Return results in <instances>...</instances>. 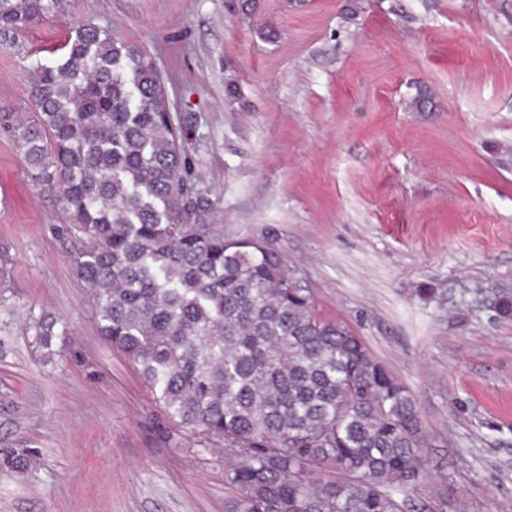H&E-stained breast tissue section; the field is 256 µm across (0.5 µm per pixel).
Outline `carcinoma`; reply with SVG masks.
<instances>
[{
    "label": "carcinoma",
    "instance_id": "cac0c4a2",
    "mask_svg": "<svg viewBox=\"0 0 512 512\" xmlns=\"http://www.w3.org/2000/svg\"><path fill=\"white\" fill-rule=\"evenodd\" d=\"M63 0H0L17 37ZM32 116L0 115L33 182L56 195L100 336L200 450L224 448V512H402L425 475L416 403L345 322L320 315L272 238L203 216L161 73L79 25L30 70ZM52 350L63 319L33 321ZM29 451L0 463L26 468Z\"/></svg>",
    "mask_w": 512,
    "mask_h": 512
}]
</instances>
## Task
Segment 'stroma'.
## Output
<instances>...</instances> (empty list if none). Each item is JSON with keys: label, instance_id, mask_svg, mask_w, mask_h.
I'll use <instances>...</instances> for the list:
<instances>
[{"label": "stroma", "instance_id": "35a3bbf8", "mask_svg": "<svg viewBox=\"0 0 512 512\" xmlns=\"http://www.w3.org/2000/svg\"><path fill=\"white\" fill-rule=\"evenodd\" d=\"M85 22L153 57L206 223L273 238L408 388L406 512H512V0H64L0 45V112L31 114L30 68ZM60 222L0 131V449L32 452L0 512H224L223 457L99 335ZM32 328L35 343L48 352L52 350L57 339H65V336H68V327L64 320L48 313H42L37 317Z\"/></svg>", "mask_w": 512, "mask_h": 512}]
</instances>
